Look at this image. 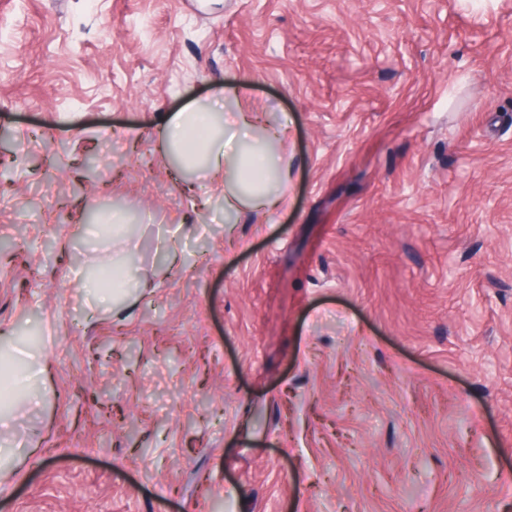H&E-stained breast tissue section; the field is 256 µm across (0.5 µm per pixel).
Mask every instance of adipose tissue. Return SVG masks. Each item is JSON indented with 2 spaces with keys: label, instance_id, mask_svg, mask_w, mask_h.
<instances>
[{
  "label": "adipose tissue",
  "instance_id": "1",
  "mask_svg": "<svg viewBox=\"0 0 512 512\" xmlns=\"http://www.w3.org/2000/svg\"><path fill=\"white\" fill-rule=\"evenodd\" d=\"M246 98V87L223 88L210 108L191 104L173 114L162 137L180 165L223 183L226 211L265 219L287 201L288 166L257 138Z\"/></svg>",
  "mask_w": 512,
  "mask_h": 512
}]
</instances>
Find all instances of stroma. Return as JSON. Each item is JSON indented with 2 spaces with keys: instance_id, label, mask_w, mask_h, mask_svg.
<instances>
[{
  "instance_id": "1",
  "label": "stroma",
  "mask_w": 512,
  "mask_h": 512,
  "mask_svg": "<svg viewBox=\"0 0 512 512\" xmlns=\"http://www.w3.org/2000/svg\"><path fill=\"white\" fill-rule=\"evenodd\" d=\"M240 84L228 225L160 130ZM0 343V512H512V0H0ZM247 88L224 87L215 94L210 108L190 104L166 121L162 137L166 154L183 167L217 178L224 185V211L247 210L267 220L287 202L288 165L281 155L256 136ZM233 100L238 109L224 114V102ZM230 116L231 118H228ZM208 123L206 136L196 129Z\"/></svg>"
}]
</instances>
